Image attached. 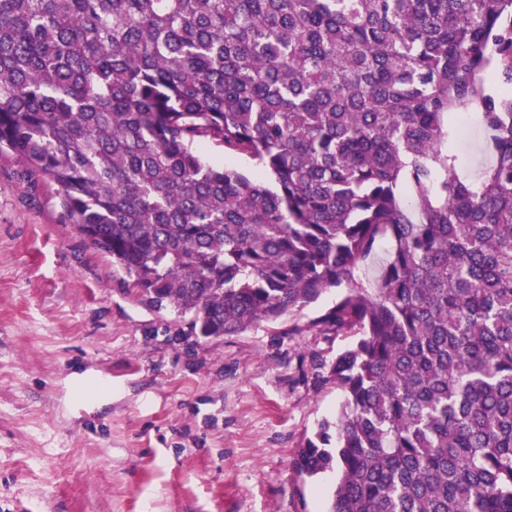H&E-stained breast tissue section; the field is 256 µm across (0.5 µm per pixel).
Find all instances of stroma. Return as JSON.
Returning <instances> with one entry per match:
<instances>
[{
  "instance_id": "35a3bbf8",
  "label": "stroma",
  "mask_w": 512,
  "mask_h": 512,
  "mask_svg": "<svg viewBox=\"0 0 512 512\" xmlns=\"http://www.w3.org/2000/svg\"><path fill=\"white\" fill-rule=\"evenodd\" d=\"M0 156V512H327L295 451L344 399L319 317L189 335Z\"/></svg>"
}]
</instances>
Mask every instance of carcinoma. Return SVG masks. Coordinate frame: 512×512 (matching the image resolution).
<instances>
[{
  "mask_svg": "<svg viewBox=\"0 0 512 512\" xmlns=\"http://www.w3.org/2000/svg\"><path fill=\"white\" fill-rule=\"evenodd\" d=\"M3 153L197 336L345 288L328 512H512V0H0ZM457 148L463 158L465 172L477 174L486 162V156L481 147L480 131L474 123H467Z\"/></svg>",
  "mask_w": 512,
  "mask_h": 512,
  "instance_id": "carcinoma-1",
  "label": "carcinoma"
}]
</instances>
